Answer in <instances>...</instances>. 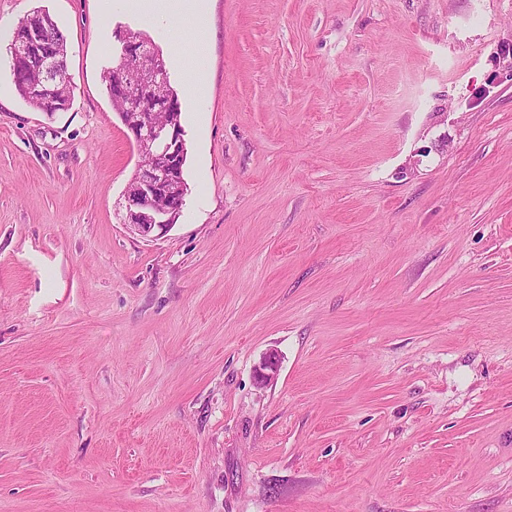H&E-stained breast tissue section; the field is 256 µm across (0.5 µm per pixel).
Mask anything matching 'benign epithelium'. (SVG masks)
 <instances>
[{"mask_svg":"<svg viewBox=\"0 0 512 512\" xmlns=\"http://www.w3.org/2000/svg\"><path fill=\"white\" fill-rule=\"evenodd\" d=\"M42 41V25L28 21L15 33L12 55L20 56ZM118 41L116 70L134 68L139 72L137 85L115 84V94L125 105L120 119L131 133L141 158L125 191L123 224L142 236L154 232L160 236L173 227L184 202L186 148L179 113L164 111L171 101L167 73L149 41L130 29L121 32ZM56 68L57 57L42 60V77L35 82L33 94L51 96ZM278 369L277 356L270 352L261 359L257 377L260 382L267 383L276 377Z\"/></svg>","mask_w":512,"mask_h":512,"instance_id":"7a95c632","label":"benign epithelium"}]
</instances>
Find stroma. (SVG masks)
I'll use <instances>...</instances> for the list:
<instances>
[{
    "instance_id": "1",
    "label": "stroma",
    "mask_w": 512,
    "mask_h": 512,
    "mask_svg": "<svg viewBox=\"0 0 512 512\" xmlns=\"http://www.w3.org/2000/svg\"><path fill=\"white\" fill-rule=\"evenodd\" d=\"M36 9L72 105L0 51V512H512V0H208L185 40L0 0V31ZM123 29L181 94L161 238L119 213Z\"/></svg>"
}]
</instances>
